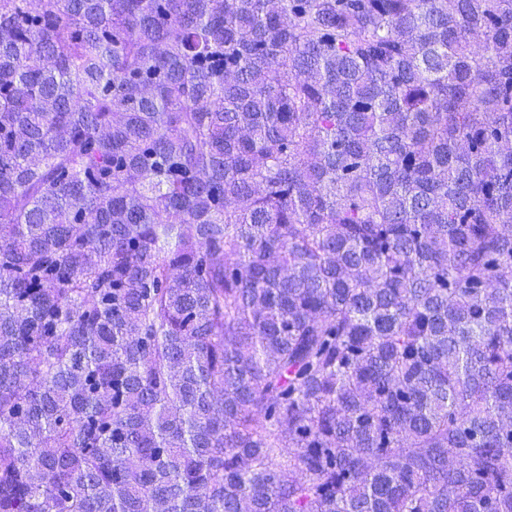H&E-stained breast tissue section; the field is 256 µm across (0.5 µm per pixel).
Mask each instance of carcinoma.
Here are the masks:
<instances>
[{
  "mask_svg": "<svg viewBox=\"0 0 512 512\" xmlns=\"http://www.w3.org/2000/svg\"><path fill=\"white\" fill-rule=\"evenodd\" d=\"M511 268L512 0H0V512H512Z\"/></svg>",
  "mask_w": 512,
  "mask_h": 512,
  "instance_id": "obj_1",
  "label": "carcinoma"
}]
</instances>
